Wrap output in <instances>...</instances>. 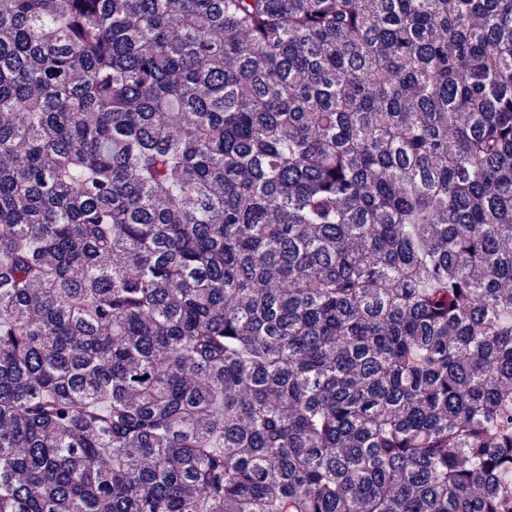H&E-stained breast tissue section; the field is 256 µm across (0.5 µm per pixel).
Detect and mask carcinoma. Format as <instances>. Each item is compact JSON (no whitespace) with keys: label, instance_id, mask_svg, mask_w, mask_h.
Here are the masks:
<instances>
[{"label":"carcinoma","instance_id":"1","mask_svg":"<svg viewBox=\"0 0 512 512\" xmlns=\"http://www.w3.org/2000/svg\"><path fill=\"white\" fill-rule=\"evenodd\" d=\"M0 512H512V0H0Z\"/></svg>","mask_w":512,"mask_h":512}]
</instances>
